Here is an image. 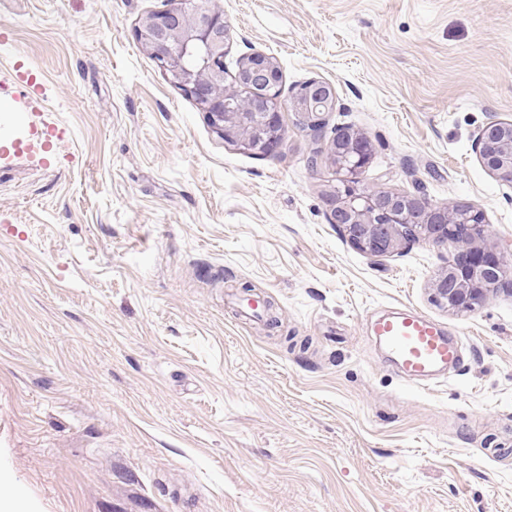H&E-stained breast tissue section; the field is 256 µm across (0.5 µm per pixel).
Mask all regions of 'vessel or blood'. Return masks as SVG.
I'll use <instances>...</instances> for the list:
<instances>
[{"instance_id": "obj_1", "label": "vessel or blood", "mask_w": 512, "mask_h": 512, "mask_svg": "<svg viewBox=\"0 0 512 512\" xmlns=\"http://www.w3.org/2000/svg\"><path fill=\"white\" fill-rule=\"evenodd\" d=\"M374 333L397 358L404 377L423 390L429 388L437 368L460 361L458 345L438 324L423 315L377 321Z\"/></svg>"}]
</instances>
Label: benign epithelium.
<instances>
[{
	"label": "benign epithelium",
	"mask_w": 512,
	"mask_h": 512,
	"mask_svg": "<svg viewBox=\"0 0 512 512\" xmlns=\"http://www.w3.org/2000/svg\"><path fill=\"white\" fill-rule=\"evenodd\" d=\"M209 0H180V5L142 18L134 34L138 44L154 58L170 81L190 96L224 141L247 150L269 153L285 137L281 113L273 99L282 83L275 58L253 52L241 69L253 94L226 84L224 56L230 28L224 12L208 6ZM336 105L335 86L311 80L299 86L291 99L300 125L318 136L325 115ZM483 168L497 180L512 185V121L492 119L476 137ZM371 144L350 129L340 130L309 158L316 165L322 155L337 163L339 187L330 202L329 223L336 225L361 252L383 257L412 243L445 245L454 241L458 228L470 237L448 266L432 282L435 301L452 312L482 305L489 295L512 287V271L501 253L483 244L486 218L468 204H433L407 191L375 190L361 185ZM412 229L416 237H409Z\"/></svg>",
	"instance_id": "1"
}]
</instances>
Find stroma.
I'll list each match as a JSON object with an SVG mask.
<instances>
[{
  "instance_id": "stroma-1",
  "label": "stroma",
  "mask_w": 512,
  "mask_h": 512,
  "mask_svg": "<svg viewBox=\"0 0 512 512\" xmlns=\"http://www.w3.org/2000/svg\"><path fill=\"white\" fill-rule=\"evenodd\" d=\"M234 78L283 72L271 154L225 143L134 29L171 0H0V488L32 512H512V293L451 312L457 246L375 258L327 220L320 140L368 188L482 209L475 137L512 120V0H212ZM332 82L321 138L297 86ZM251 286L278 325L241 317ZM416 310L463 355L428 390L373 321Z\"/></svg>"
}]
</instances>
